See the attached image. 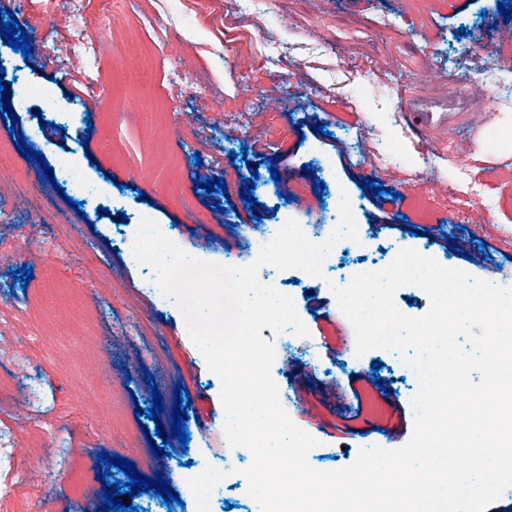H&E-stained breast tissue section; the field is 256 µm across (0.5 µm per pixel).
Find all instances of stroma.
I'll use <instances>...</instances> for the list:
<instances>
[{"instance_id": "stroma-1", "label": "stroma", "mask_w": 512, "mask_h": 512, "mask_svg": "<svg viewBox=\"0 0 512 512\" xmlns=\"http://www.w3.org/2000/svg\"><path fill=\"white\" fill-rule=\"evenodd\" d=\"M498 1L447 0L419 22L406 0H239V16L228 22L224 0H125L122 13L97 17L86 48L73 50V0H0V15L47 19L26 32L30 56L0 38V76L18 117L14 127L0 123V151L15 156L17 177L40 186L28 198L13 183L0 185V379L8 383L0 441L12 451L0 483L10 485L15 512H98L106 492L86 483L89 469L124 478L109 460L98 462L104 452L168 480L181 499L169 506L154 492L136 494L138 512H198L187 475L223 467L235 475L210 512H261L243 474L251 452L224 446L220 381L176 301L148 293V271L127 260L143 215L190 256L245 267L254 237L281 212L319 231L334 221L344 191L364 243L340 252L327 286L294 269L277 273L309 334L285 346L271 376L291 420L317 440L315 469L347 468L363 448L404 445L375 428L394 421L396 406L413 409L405 365L394 352L360 355L344 341L330 284L414 249L512 288V141L498 137L512 125L503 110L512 103V65L471 50L473 36L507 30ZM159 29L166 40L156 38ZM94 80L111 107L89 96ZM282 83L303 96L255 100V88ZM48 84L52 105L28 97V86ZM269 112L284 135L266 132ZM413 112L447 113L448 124L419 131ZM16 129L42 160L19 156ZM61 155L98 187L96 201L82 202L72 185L57 193L42 167ZM322 156L332 158L330 170L318 166ZM287 162L310 195L282 196L270 172ZM229 169L238 178L225 180V190L196 188ZM133 171L150 173L152 183L127 188ZM250 178L252 204L241 199ZM368 179L382 195L366 189ZM18 268L31 269L32 279L16 282ZM353 378L362 411L351 433H320L319 424L340 423L350 406L342 390ZM178 385L189 402V442L170 439L166 456H157L146 436L170 423ZM156 393L159 421L136 419L135 408L152 407Z\"/></svg>"}]
</instances>
